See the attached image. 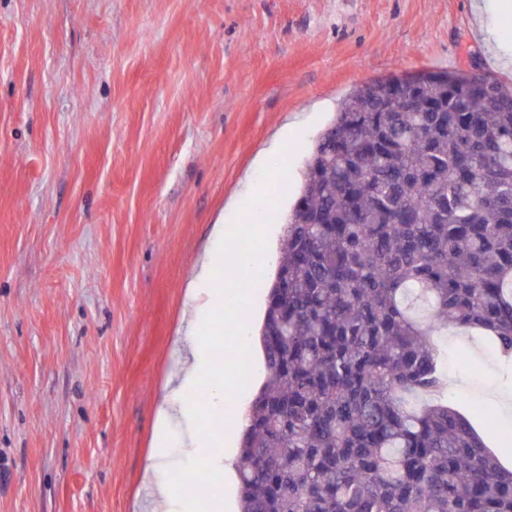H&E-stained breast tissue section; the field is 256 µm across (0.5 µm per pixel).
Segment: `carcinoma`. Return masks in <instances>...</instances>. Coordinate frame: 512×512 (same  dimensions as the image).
I'll use <instances>...</instances> for the list:
<instances>
[{"mask_svg":"<svg viewBox=\"0 0 512 512\" xmlns=\"http://www.w3.org/2000/svg\"><path fill=\"white\" fill-rule=\"evenodd\" d=\"M356 88L317 139L260 330L241 512H512V472L442 401L432 336L512 366V89L427 70ZM410 93L411 106L390 102Z\"/></svg>","mask_w":512,"mask_h":512,"instance_id":"1","label":"carcinoma"}]
</instances>
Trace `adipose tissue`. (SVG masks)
Masks as SVG:
<instances>
[{
	"instance_id": "1",
	"label": "adipose tissue",
	"mask_w": 512,
	"mask_h": 512,
	"mask_svg": "<svg viewBox=\"0 0 512 512\" xmlns=\"http://www.w3.org/2000/svg\"><path fill=\"white\" fill-rule=\"evenodd\" d=\"M213 240L214 245L207 253L201 270L188 284L191 307L187 326L189 343L185 349L186 370L182 380L164 395L157 411L156 448L148 471L151 475L149 497L152 504L157 505L159 512H222L224 500L212 496L198 500L186 486L156 479L158 468L182 472L202 464L228 486L232 485L236 476L234 462L224 448L223 436L193 433L182 441L181 457H171L168 452L173 426L181 421L194 419L197 415V408L189 399L197 376L207 374L211 377L208 417L210 420L219 421L224 417V382L232 378L236 371L232 364L226 365L221 372L213 370L209 359L211 346L217 337L207 333L206 327L224 313L223 225H215Z\"/></svg>"
}]
</instances>
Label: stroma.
I'll return each instance as SVG.
<instances>
[{"mask_svg":"<svg viewBox=\"0 0 512 512\" xmlns=\"http://www.w3.org/2000/svg\"><path fill=\"white\" fill-rule=\"evenodd\" d=\"M501 0H0V512H149L155 407L185 284L231 199L287 211L342 99L423 69L512 88ZM266 165H259V157ZM288 166L279 190L277 162ZM264 292L214 321L266 379ZM446 397L487 435L482 390L512 368L476 333L439 337Z\"/></svg>","mask_w":512,"mask_h":512,"instance_id":"stroma-1","label":"stroma"}]
</instances>
